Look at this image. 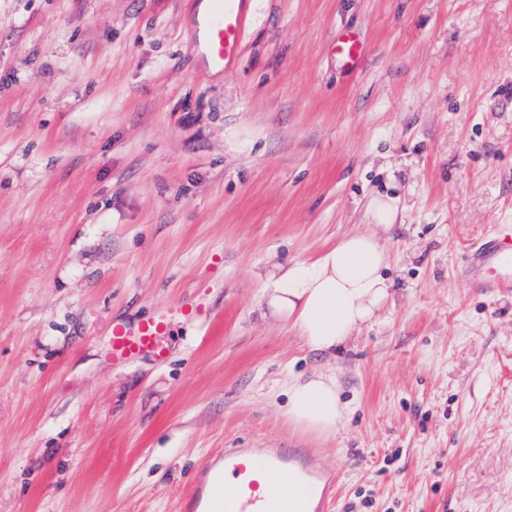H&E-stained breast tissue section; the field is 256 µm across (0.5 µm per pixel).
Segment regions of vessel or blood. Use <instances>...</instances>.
<instances>
[{
	"mask_svg": "<svg viewBox=\"0 0 512 512\" xmlns=\"http://www.w3.org/2000/svg\"><path fill=\"white\" fill-rule=\"evenodd\" d=\"M247 21L245 0H219L205 36V50L214 64L226 66L238 59ZM336 50L353 68L368 46L359 34L344 31L336 36ZM464 269L482 272L480 287L512 288V243L486 239L467 255ZM203 315L202 307L180 300L150 318L113 323L112 357L128 360L148 354L165 359L161 339L172 325L192 323ZM322 479L317 463L301 449L232 448L224 453L223 473L197 486L190 507L192 512H277L297 489L319 493Z\"/></svg>",
	"mask_w": 512,
	"mask_h": 512,
	"instance_id": "b4317fda",
	"label": "vessel or blood"
}]
</instances>
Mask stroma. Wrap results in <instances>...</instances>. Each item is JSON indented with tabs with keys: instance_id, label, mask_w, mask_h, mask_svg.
I'll list each match as a JSON object with an SVG mask.
<instances>
[{
	"instance_id": "35a3bbf8",
	"label": "stroma",
	"mask_w": 512,
	"mask_h": 512,
	"mask_svg": "<svg viewBox=\"0 0 512 512\" xmlns=\"http://www.w3.org/2000/svg\"><path fill=\"white\" fill-rule=\"evenodd\" d=\"M200 2L0 0V512H189L228 448L308 449L329 512H512V290L463 274L512 232V0H248L216 73ZM384 193L392 296L317 355L263 274ZM180 299L167 360L113 361ZM324 369L328 437L287 415ZM336 51L346 60V66L356 67L368 52V46L355 32L344 31L336 36ZM204 315L202 307L178 300L163 313L135 323L112 322V359L128 360L141 355H151L156 360L167 356L161 338L168 335L174 323H192ZM346 411L332 371L296 376L288 383V418L306 431L323 436L334 434Z\"/></svg>"
}]
</instances>
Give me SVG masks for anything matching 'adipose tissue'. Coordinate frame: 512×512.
Segmentation results:
<instances>
[{
    "mask_svg": "<svg viewBox=\"0 0 512 512\" xmlns=\"http://www.w3.org/2000/svg\"><path fill=\"white\" fill-rule=\"evenodd\" d=\"M388 266L389 255L376 232L350 234L315 259L274 266L265 275L261 306L290 323L310 350L330 355L390 298ZM345 414L335 373L291 379L288 417L296 426L328 436Z\"/></svg>",
    "mask_w": 512,
    "mask_h": 512,
    "instance_id": "1",
    "label": "adipose tissue"
}]
</instances>
